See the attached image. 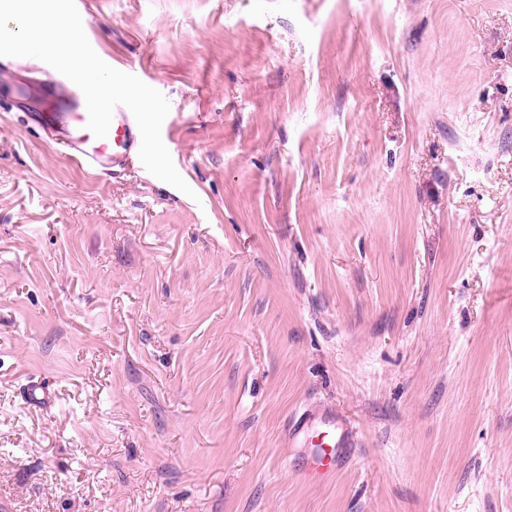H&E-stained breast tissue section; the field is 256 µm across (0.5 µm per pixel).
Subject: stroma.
Returning <instances> with one entry per match:
<instances>
[{
	"label": "stroma",
	"mask_w": 512,
	"mask_h": 512,
	"mask_svg": "<svg viewBox=\"0 0 512 512\" xmlns=\"http://www.w3.org/2000/svg\"><path fill=\"white\" fill-rule=\"evenodd\" d=\"M76 6L192 192L79 167L55 69L0 70L8 512H512V0ZM301 433L305 437L321 439L319 453L313 456V466L310 471L306 472L307 476L314 481H327L334 476L337 468L341 465L340 448H343L344 434L336 435V423L329 418H320L315 426L310 427L295 424L289 433V439H293Z\"/></svg>",
	"instance_id": "stroma-1"
}]
</instances>
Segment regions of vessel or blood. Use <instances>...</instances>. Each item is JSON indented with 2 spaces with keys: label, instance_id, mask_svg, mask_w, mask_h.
Here are the masks:
<instances>
[{
  "label": "vessel or blood",
  "instance_id": "1",
  "mask_svg": "<svg viewBox=\"0 0 512 512\" xmlns=\"http://www.w3.org/2000/svg\"><path fill=\"white\" fill-rule=\"evenodd\" d=\"M88 112L80 88H72L59 111L42 118L44 127L52 129L60 144L65 146L70 157L79 165L99 171L108 166H121L130 161L136 146V127L133 116L123 105L116 106L106 137H95L87 128ZM292 435L304 434L320 438V448L313 458L308 473L310 479L324 482L334 476L342 462L343 436L337 435L336 424L330 419H321L310 427L294 426Z\"/></svg>",
  "mask_w": 512,
  "mask_h": 512
}]
</instances>
